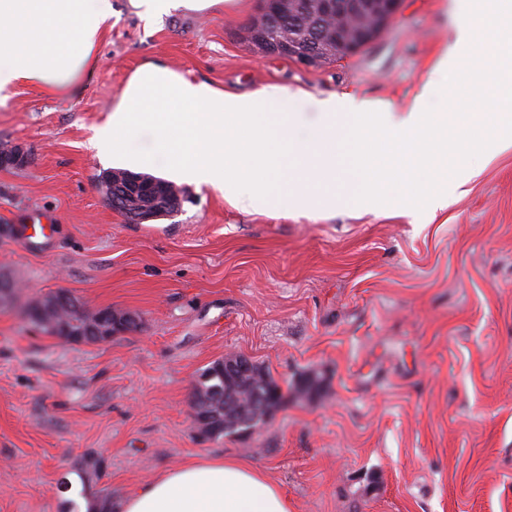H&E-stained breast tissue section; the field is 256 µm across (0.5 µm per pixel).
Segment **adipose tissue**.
Returning <instances> with one entry per match:
<instances>
[{
	"mask_svg": "<svg viewBox=\"0 0 512 512\" xmlns=\"http://www.w3.org/2000/svg\"><path fill=\"white\" fill-rule=\"evenodd\" d=\"M236 0H131L157 22L175 11H208ZM112 0H0V104L21 83L64 91L92 73ZM120 512H290L281 489L240 458L183 462L127 496Z\"/></svg>",
	"mask_w": 512,
	"mask_h": 512,
	"instance_id": "1",
	"label": "adipose tissue"
}]
</instances>
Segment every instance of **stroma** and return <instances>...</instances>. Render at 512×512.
Returning a JSON list of instances; mask_svg holds the SVG:
<instances>
[{
    "instance_id": "obj_1",
    "label": "stroma",
    "mask_w": 512,
    "mask_h": 512,
    "mask_svg": "<svg viewBox=\"0 0 512 512\" xmlns=\"http://www.w3.org/2000/svg\"><path fill=\"white\" fill-rule=\"evenodd\" d=\"M258 0L141 19L113 0L92 76L56 94L21 84L0 105V512H68L61 484L115 500L191 457L242 458L292 512H512V138L470 163L430 224L406 217L261 214L186 187L178 213L127 223L88 147L130 74L160 62L224 91L275 84L407 111L460 21L456 0H403L362 51L306 66L242 37ZM54 229L22 244L33 213ZM66 289L136 331L65 343L27 319ZM236 352L288 396L248 438L202 439L189 401L202 368ZM322 372L320 398L292 390ZM101 459L99 474L84 461Z\"/></svg>"
}]
</instances>
